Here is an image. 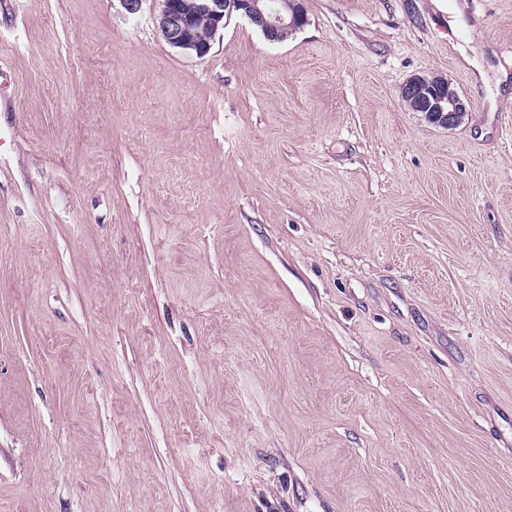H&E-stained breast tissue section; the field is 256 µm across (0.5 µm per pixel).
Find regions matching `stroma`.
<instances>
[{
  "instance_id": "obj_1",
  "label": "stroma",
  "mask_w": 512,
  "mask_h": 512,
  "mask_svg": "<svg viewBox=\"0 0 512 512\" xmlns=\"http://www.w3.org/2000/svg\"><path fill=\"white\" fill-rule=\"evenodd\" d=\"M304 5L0 0V512H512V0ZM160 1L162 9L157 18L160 35L173 48L197 57H203L209 52L210 41L224 28L226 20L233 13L242 14L248 19L257 14L263 18L266 15L264 33L270 42H280L282 34H292L301 29L308 20L304 0ZM199 21H203L206 27L198 24L190 29ZM206 28L209 34L207 38L193 40L204 37ZM424 89L427 100L417 112H422L428 122L444 129L459 125L468 112L467 101L442 76H415L401 88V96Z\"/></svg>"
}]
</instances>
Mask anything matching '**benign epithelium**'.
I'll return each mask as SVG.
<instances>
[{"instance_id": "benign-epithelium-1", "label": "benign epithelium", "mask_w": 512, "mask_h": 512, "mask_svg": "<svg viewBox=\"0 0 512 512\" xmlns=\"http://www.w3.org/2000/svg\"><path fill=\"white\" fill-rule=\"evenodd\" d=\"M162 9L157 27L170 46L197 57L210 50V41L234 13L247 18L259 14L265 17L264 33L270 42L281 41V35L293 33L307 23L304 0H161ZM204 22L208 37L193 40L186 32L198 22ZM427 91L422 112L428 122L444 129L459 125L468 112L467 101L442 76H415L401 88V95L417 90Z\"/></svg>"}]
</instances>
